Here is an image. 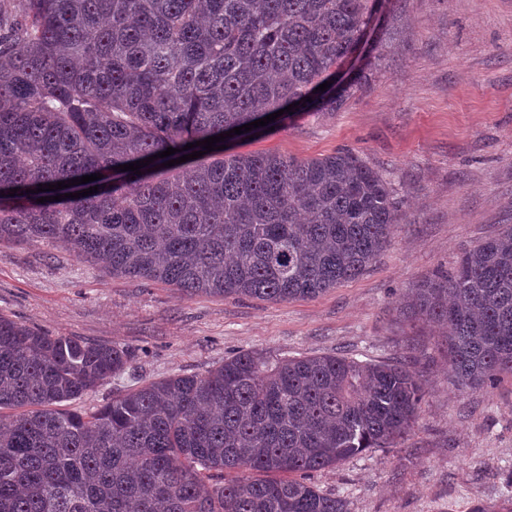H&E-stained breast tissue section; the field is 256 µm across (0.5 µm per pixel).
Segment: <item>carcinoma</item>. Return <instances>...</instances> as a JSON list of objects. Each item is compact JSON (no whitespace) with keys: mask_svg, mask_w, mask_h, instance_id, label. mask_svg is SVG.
I'll list each match as a JSON object with an SVG mask.
<instances>
[{"mask_svg":"<svg viewBox=\"0 0 512 512\" xmlns=\"http://www.w3.org/2000/svg\"><path fill=\"white\" fill-rule=\"evenodd\" d=\"M368 2L0 0V242H58L187 296L310 299L361 275L400 215L357 155L161 164L294 102L340 108L367 76L316 88L368 26ZM169 147L139 175L117 169ZM403 313L443 330L458 390L512 375V225L410 289ZM134 361L0 316V512H349L311 474L397 447L424 395L404 358L247 351L64 408Z\"/></svg>","mask_w":512,"mask_h":512,"instance_id":"cac0c4a2","label":"carcinoma"}]
</instances>
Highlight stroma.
<instances>
[{"instance_id": "obj_1", "label": "stroma", "mask_w": 512, "mask_h": 512, "mask_svg": "<svg viewBox=\"0 0 512 512\" xmlns=\"http://www.w3.org/2000/svg\"><path fill=\"white\" fill-rule=\"evenodd\" d=\"M371 33L342 66L369 82L340 109L290 113L233 145L299 159L349 149L379 171L401 222L363 275L312 299L185 296L108 275L57 243L0 242V315L135 353L133 368L84 396L81 410L156 379L206 374L242 350L411 355L424 386L415 430L313 481L350 512H471L512 499V378L458 391L437 328L400 307L409 288L512 224V0H374Z\"/></svg>"}]
</instances>
